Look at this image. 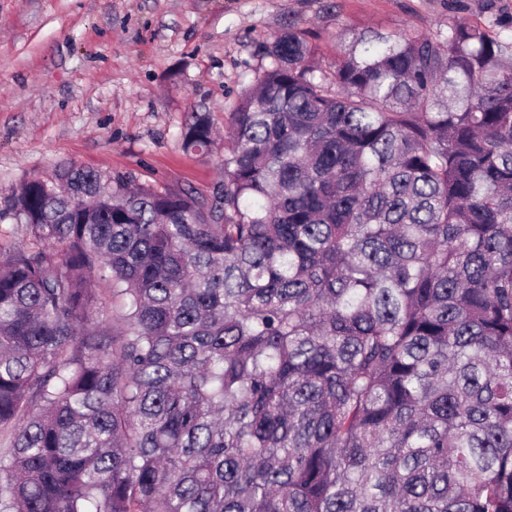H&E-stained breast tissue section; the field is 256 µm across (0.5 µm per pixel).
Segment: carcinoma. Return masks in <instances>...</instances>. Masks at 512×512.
Returning a JSON list of instances; mask_svg holds the SVG:
<instances>
[{
    "label": "carcinoma",
    "instance_id": "obj_1",
    "mask_svg": "<svg viewBox=\"0 0 512 512\" xmlns=\"http://www.w3.org/2000/svg\"><path fill=\"white\" fill-rule=\"evenodd\" d=\"M268 56L213 200L8 198L0 512H512V39ZM27 231L11 215L0 217V247L2 251L32 246Z\"/></svg>",
    "mask_w": 512,
    "mask_h": 512
}]
</instances>
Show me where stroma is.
Masks as SVG:
<instances>
[{
  "mask_svg": "<svg viewBox=\"0 0 512 512\" xmlns=\"http://www.w3.org/2000/svg\"><path fill=\"white\" fill-rule=\"evenodd\" d=\"M478 22L512 35V0H0V248L31 240L7 196L57 165L213 198L228 118L288 28L321 69L365 30L416 36ZM215 130L186 151L190 111Z\"/></svg>",
  "mask_w": 512,
  "mask_h": 512,
  "instance_id": "35a3bbf8",
  "label": "stroma"
}]
</instances>
